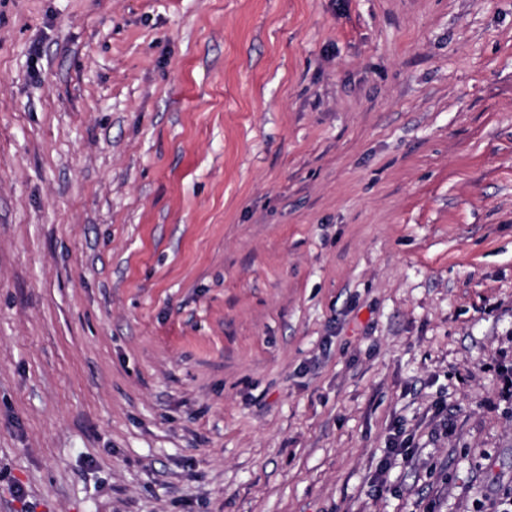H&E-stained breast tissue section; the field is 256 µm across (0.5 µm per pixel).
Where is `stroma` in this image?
Instances as JSON below:
<instances>
[{
	"label": "stroma",
	"mask_w": 512,
	"mask_h": 512,
	"mask_svg": "<svg viewBox=\"0 0 512 512\" xmlns=\"http://www.w3.org/2000/svg\"><path fill=\"white\" fill-rule=\"evenodd\" d=\"M511 494L512 0H0V512Z\"/></svg>",
	"instance_id": "1"
}]
</instances>
